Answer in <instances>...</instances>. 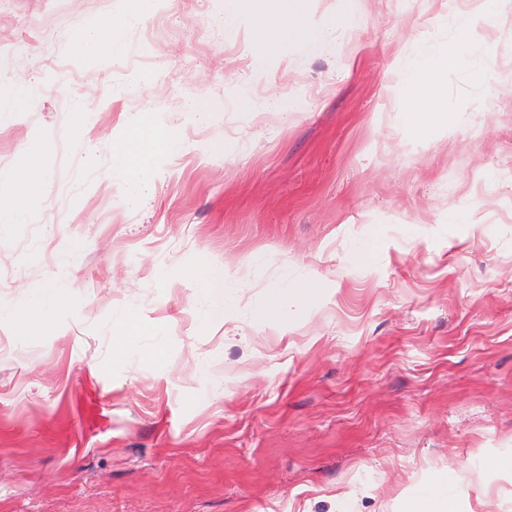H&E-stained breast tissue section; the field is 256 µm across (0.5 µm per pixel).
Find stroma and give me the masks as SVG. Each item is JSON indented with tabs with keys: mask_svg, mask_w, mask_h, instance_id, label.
Masks as SVG:
<instances>
[{
	"mask_svg": "<svg viewBox=\"0 0 512 512\" xmlns=\"http://www.w3.org/2000/svg\"><path fill=\"white\" fill-rule=\"evenodd\" d=\"M123 6L0 0V87L39 91L0 116V171L25 152L48 186L0 224V306L67 285L38 335L0 322V512H405L444 476L463 512H512L484 466L512 457V12L467 49L495 102L448 56L417 138L403 59L469 0H366L341 51L263 71L224 0H162L119 64L66 39ZM145 114L182 149L131 208L114 143ZM191 267L240 271L238 307L201 321ZM310 277L285 321L251 317ZM128 326L127 337L121 343L122 350L127 354H145L148 351L140 345V336L142 335V325L140 317L135 311H129L126 317Z\"/></svg>",
	"mask_w": 512,
	"mask_h": 512,
	"instance_id": "obj_1",
	"label": "stroma"
}]
</instances>
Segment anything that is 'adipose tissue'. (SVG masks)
<instances>
[{"mask_svg": "<svg viewBox=\"0 0 512 512\" xmlns=\"http://www.w3.org/2000/svg\"><path fill=\"white\" fill-rule=\"evenodd\" d=\"M294 3L295 0H224V10L216 21L223 27L224 38L228 41L236 40L241 29H248L247 50L264 65L282 60L292 40L300 41L310 51L339 48L341 35L353 29L358 21L357 0H347L343 12L325 23L299 16ZM159 4L160 0H126L120 18L104 26L94 25L72 33L71 38L82 53L95 55L106 51L114 58H122L129 28L153 14ZM472 24L473 18L469 14L453 15L450 19L452 43L418 42L407 58L403 95L409 106L404 119L414 135L423 137L435 128V107L444 97L443 86L436 77L440 58L451 52L458 54L478 85L491 84L492 68L467 55ZM120 145L121 162L113 175L121 184L127 202L135 205L147 193V186L140 176L143 161L154 154L178 152L180 142L164 127L141 120L126 130ZM29 167L27 154H19L16 168L28 171L29 176L20 196L0 200V224L23 221L27 198L44 190V183L30 174ZM185 275L200 284L198 305L201 317L207 321L223 317L229 290L237 284L236 274L227 272L220 278L209 279L203 276L201 269L191 267L186 269ZM65 289L64 282H55L47 292L27 298L16 307H1L0 319L11 321L18 336L31 335L55 312L57 300ZM463 495L456 482L445 479L434 485H420L411 492L407 512H459L458 503Z\"/></svg>", "mask_w": 512, "mask_h": 512, "instance_id": "1", "label": "adipose tissue"}]
</instances>
